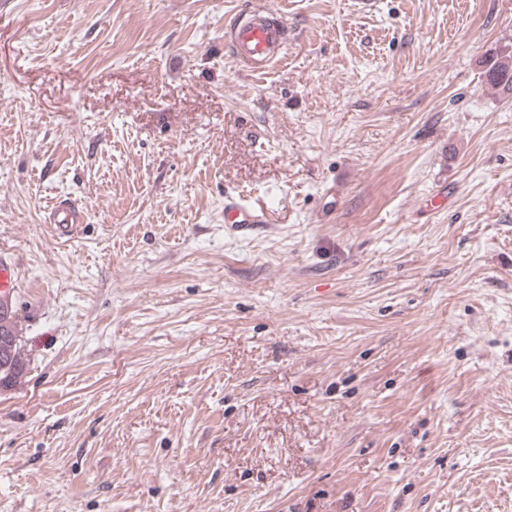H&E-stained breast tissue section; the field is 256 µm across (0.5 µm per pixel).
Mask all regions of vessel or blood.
<instances>
[{
	"label": "vessel or blood",
	"instance_id": "b4317fda",
	"mask_svg": "<svg viewBox=\"0 0 512 512\" xmlns=\"http://www.w3.org/2000/svg\"><path fill=\"white\" fill-rule=\"evenodd\" d=\"M230 27V53L256 74L266 71L288 42V27L281 13L268 7L266 0H249ZM83 221V210L74 205L60 204L51 212V225L62 238L72 237ZM224 221L237 235L245 236L261 223L262 217L246 196L230 195L224 205Z\"/></svg>",
	"mask_w": 512,
	"mask_h": 512
}]
</instances>
